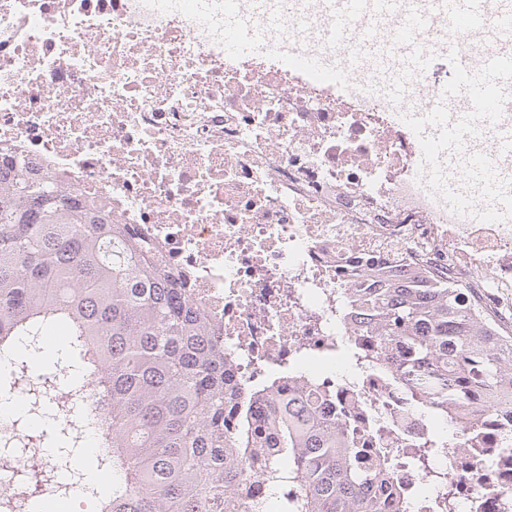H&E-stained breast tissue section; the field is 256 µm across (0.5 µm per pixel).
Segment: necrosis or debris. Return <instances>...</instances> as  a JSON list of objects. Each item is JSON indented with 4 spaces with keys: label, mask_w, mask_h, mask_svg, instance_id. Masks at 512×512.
<instances>
[{
    "label": "necrosis or debris",
    "mask_w": 512,
    "mask_h": 512,
    "mask_svg": "<svg viewBox=\"0 0 512 512\" xmlns=\"http://www.w3.org/2000/svg\"><path fill=\"white\" fill-rule=\"evenodd\" d=\"M429 0L366 11L329 38V0H246L265 48H224V0H0V174L50 176L112 223L147 239L186 300L224 342L234 407L269 423L249 393L305 385L323 416L353 436L364 462L401 459L394 481L408 512H512V455L499 454V411L461 447L383 367L372 331L349 315L364 273L415 266L466 288V300L512 320V154L491 135L462 133L434 150L448 123L420 129L408 106L431 108L454 65L448 36L472 58L493 50L480 29L433 18L411 31L429 59L411 100L383 96L394 64L359 54L362 39L406 29ZM322 65H301L308 54ZM466 199L452 206L419 173L421 156ZM478 159L481 175L467 163ZM495 211L498 222L474 214ZM0 409V512L33 498L19 482L31 450L20 422L30 402ZM440 434L445 449L412 464Z\"/></svg>",
    "instance_id": "4bbe7bcc"
}]
</instances>
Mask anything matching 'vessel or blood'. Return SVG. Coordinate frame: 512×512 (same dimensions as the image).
<instances>
[{"label":"vessel or blood","instance_id":"obj_1","mask_svg":"<svg viewBox=\"0 0 512 512\" xmlns=\"http://www.w3.org/2000/svg\"><path fill=\"white\" fill-rule=\"evenodd\" d=\"M388 9L393 0H335L338 18L357 15L369 4ZM484 0H447L442 13L451 23L468 21L474 24L484 19ZM226 16L235 20L224 30V43L235 53H250L260 49L261 43L253 24L239 22V0H224ZM489 38L501 44L498 52L485 54L480 60H472L456 39H449L448 52L458 64L460 77L449 90L441 109L445 112H495L501 103L512 99V5H504L496 22L487 28ZM368 54L381 53L398 58L405 71L422 67L424 57L413 40L401 35L387 44L368 38L364 44Z\"/></svg>","mask_w":512,"mask_h":512}]
</instances>
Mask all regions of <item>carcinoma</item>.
<instances>
[{"label": "carcinoma", "mask_w": 512, "mask_h": 512, "mask_svg": "<svg viewBox=\"0 0 512 512\" xmlns=\"http://www.w3.org/2000/svg\"><path fill=\"white\" fill-rule=\"evenodd\" d=\"M373 278L351 310L380 342L404 344L391 361L433 413L451 424L458 406L477 396L470 418L485 408L512 414V331L465 304L466 289L424 270ZM54 331L62 336L52 344L54 369L32 393L44 427L27 444L50 443L55 455L31 469L34 487L65 472L80 476L76 459L90 431L97 470L112 475L106 491L86 484L100 512H239L246 461L258 454L268 457L271 493H289L279 510L263 503L253 512H381L382 483L402 501L389 458L361 465L360 449L302 388L271 400L275 444L244 412L227 443L224 345L152 244L103 221L51 179L17 173L0 181V355L16 361L0 382L16 384ZM75 377L90 382L106 408L92 404L67 427L54 408L82 405ZM46 388L52 406L40 396Z\"/></svg>", "instance_id": "carcinoma-1"}]
</instances>
